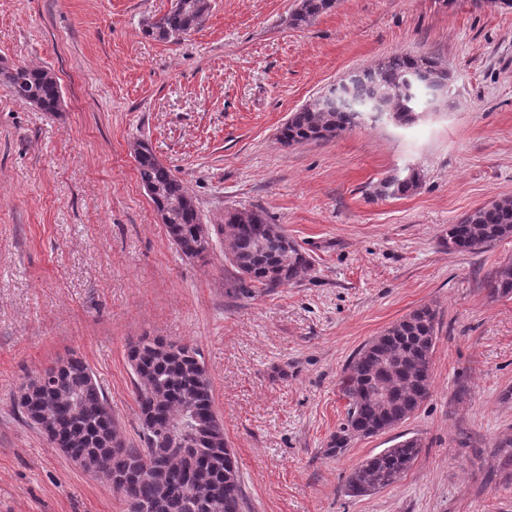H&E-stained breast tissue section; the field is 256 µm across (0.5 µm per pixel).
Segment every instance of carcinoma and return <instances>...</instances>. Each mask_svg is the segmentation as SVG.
<instances>
[{"instance_id": "carcinoma-1", "label": "carcinoma", "mask_w": 512, "mask_h": 512, "mask_svg": "<svg viewBox=\"0 0 512 512\" xmlns=\"http://www.w3.org/2000/svg\"><path fill=\"white\" fill-rule=\"evenodd\" d=\"M333 0H301L295 24L308 22L331 9ZM210 0H174L170 10L146 24V32L162 40L176 39L201 28ZM411 72L433 81H447V67L433 56L397 54L357 72L347 88L346 102L309 104L294 113L280 135L291 147L338 136L357 125L373 104L403 124L416 121L413 100L401 85ZM0 83L10 93L43 112H58L61 87L50 71L26 65L0 68ZM143 188L153 187L157 210L168 212L166 235L177 251L191 260H206L213 240L192 197L182 182L144 143L134 148ZM420 183V173L383 180L378 196H404ZM217 234L224 236V254L236 268L240 288L290 285L301 279L311 262L288 233L259 209L224 213ZM512 236V198H503L464 215L448 225V248L475 252ZM492 295L512 294V260L499 265L488 282ZM437 313L423 306L369 341L350 362L342 380L348 398L345 422L329 448L339 453L358 438L384 433L406 420L424 402L431 388L432 355ZM132 393L141 423V447L122 439L112 407L88 363L76 354L40 372L41 384L24 383L14 399L23 419L33 427L52 425L49 444L85 472L103 476L112 472V490L126 512H244L239 468L224 439V426L214 405L212 380L201 382L200 351L189 345L144 336L128 347ZM192 416L200 428L179 439L170 426ZM422 448L415 436L364 459L349 473L345 488L351 496H366L398 482L413 466Z\"/></svg>"}]
</instances>
